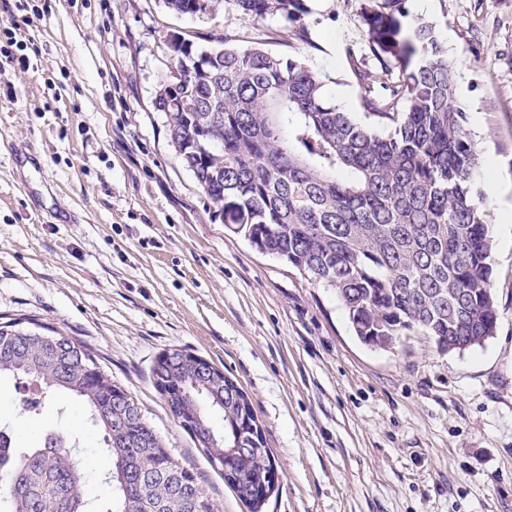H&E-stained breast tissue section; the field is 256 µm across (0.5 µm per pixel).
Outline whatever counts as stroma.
<instances>
[{
    "instance_id": "obj_1",
    "label": "stroma",
    "mask_w": 512,
    "mask_h": 512,
    "mask_svg": "<svg viewBox=\"0 0 512 512\" xmlns=\"http://www.w3.org/2000/svg\"><path fill=\"white\" fill-rule=\"evenodd\" d=\"M308 5L287 25L179 15L163 0H0V47L24 45L31 64L0 56V317L89 347L214 512L247 509L153 384V363L174 348L222 365L250 398L280 483L263 512H512V0L406 2L456 65L475 182L497 186L485 208L497 330L449 353L421 335L360 343L332 290L216 218L169 142L155 93L174 67L173 32L300 59L368 122L360 78L376 62L358 0ZM35 394L1 376L0 427L23 447L56 421L74 429L91 512H109L86 406Z\"/></svg>"
}]
</instances>
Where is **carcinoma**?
I'll return each mask as SVG.
<instances>
[{
	"label": "carcinoma",
	"instance_id": "obj_1",
	"mask_svg": "<svg viewBox=\"0 0 512 512\" xmlns=\"http://www.w3.org/2000/svg\"><path fill=\"white\" fill-rule=\"evenodd\" d=\"M224 9L260 21L295 22L306 0H166L190 16ZM358 17L377 63L363 79L367 114L385 133L355 121L330 103L321 73L305 62L261 46L219 48L180 40L175 67L155 99L176 156L216 215L258 251L286 260L332 289L355 335L419 333L448 350L477 345L496 332L491 236L484 202L473 190L479 154L455 101L456 66L435 26L410 16L405 0H360ZM469 288L475 297L459 298ZM172 350L167 385L187 386L194 400L171 410L209 433L203 454L224 459L232 439L250 452L232 476L258 482L275 467L250 401L227 377L201 374ZM52 382L50 397L65 393L88 408L102 432L111 468L112 512H214L194 476L175 463L133 397L112 383L81 342L40 323L0 322V376ZM223 415L224 432L210 413ZM77 436L58 425L37 448L11 450L0 471L6 512H87L86 492L73 449ZM278 489L237 498L260 512Z\"/></svg>",
	"mask_w": 512,
	"mask_h": 512
}]
</instances>
